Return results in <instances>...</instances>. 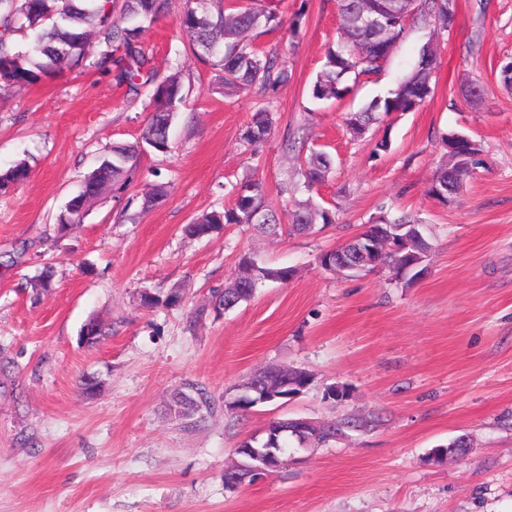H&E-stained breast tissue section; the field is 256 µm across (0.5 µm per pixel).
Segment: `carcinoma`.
<instances>
[{"mask_svg":"<svg viewBox=\"0 0 512 512\" xmlns=\"http://www.w3.org/2000/svg\"><path fill=\"white\" fill-rule=\"evenodd\" d=\"M172 0H0V85L27 86L42 78L64 70L94 69L113 77L118 85L138 95L149 92L148 123L141 141L115 146L112 154L85 178V183L98 186L87 195L73 197L76 206L65 208L59 215L58 231L65 224H80L90 207L102 192L110 187L122 190L129 175L140 164L142 144L164 152L169 149V130L183 102L182 85L177 73L162 76L154 69L141 42L143 32L167 14ZM340 20V38L328 47L325 62L310 89L313 100H339L351 91L346 82H358L361 77L378 75L382 71L381 59L394 51L405 39L410 22L429 28V38L448 34L456 25L457 0H337ZM180 26L190 35L191 53L202 63L216 67L222 73L224 94L240 90L253 91L267 101L292 79V72L280 54L279 45L265 50L255 46L257 37L273 34L282 28V20L273 0H245L234 10L200 11L187 7ZM25 34L33 44L26 54L17 49L15 36ZM95 40L98 50L88 54L89 40ZM435 55L430 42H425L417 58L396 82V87L384 98H375L356 112H349L345 125L349 133L360 138L379 122V115L415 112L435 92ZM275 126L273 113L261 109L252 115L241 140L252 148L264 143ZM475 147L448 149L445 160L431 179L429 193L448 203L457 195L469 174L485 165L481 158V144ZM334 157L325 150H314L304 157L295 170L292 187L312 192L332 173ZM29 176V170L18 163L0 171V191ZM234 205L227 210L203 213L189 224L184 233L193 238L220 232L226 224H249L254 213L262 217V229H276L277 216L267 201L261 181L250 178L232 186ZM335 215L307 197L294 200L288 212V229L293 234L311 230L313 224H333ZM376 224H412L420 245L431 248L425 236L423 222L407 216L391 218L382 213L372 218L362 232L351 236L336 247V255L348 259L355 255L364 238L373 234ZM377 262L394 273L395 279L409 286L415 282L417 272L404 269L396 253L385 251ZM253 281H277L279 267L252 263ZM253 297L239 278H234L224 289L212 296L213 309L229 311ZM185 408L180 415L184 421L201 418L215 407L210 391L198 383H188L175 390L168 410ZM368 426V421L338 418L315 430L313 447L326 446L348 434L349 431Z\"/></svg>","mask_w":512,"mask_h":512,"instance_id":"cac0c4a2","label":"carcinoma"}]
</instances>
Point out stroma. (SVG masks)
<instances>
[{
    "label": "stroma",
    "mask_w": 512,
    "mask_h": 512,
    "mask_svg": "<svg viewBox=\"0 0 512 512\" xmlns=\"http://www.w3.org/2000/svg\"><path fill=\"white\" fill-rule=\"evenodd\" d=\"M276 5L285 28L275 38L293 78L268 103L224 95L179 27L185 0H172L142 36L156 69L180 72L184 85L172 149H146L127 188L64 233L57 214L102 156L139 139L148 99L92 69L0 88V170L29 168L24 183L0 192V344L17 364L0 384V512H512V90L500 82L512 58V0H457V26L435 44L433 97L358 140L346 113L386 96L428 31L410 28L384 70L345 98L314 102L310 85L337 37V0ZM295 23L293 39L286 28ZM468 83L484 87L480 103L461 98ZM263 107L276 123L252 153L241 134ZM301 128L336 158L313 194L335 208L334 224L296 235L250 224L183 234L202 213L231 208L232 184L247 177L288 210L280 188L295 159L282 141ZM453 131L479 140L488 166L445 204L428 188L441 138ZM383 134L391 146L378 154ZM160 182L166 197L144 207ZM383 211L427 225L422 279L407 288L385 270L322 269L320 254ZM245 255L293 275L210 312L212 292ZM47 267L51 288L34 292ZM146 292L157 305H142ZM175 292L180 301L168 304ZM202 307L207 315L188 331ZM92 318L111 333L91 347L81 331ZM271 365L305 369L313 381L288 405L227 410ZM85 375L101 380L96 394L81 392ZM188 382L216 401L193 427L167 411ZM333 388L342 398H328ZM345 415L376 424L332 445L289 449L277 472L225 488L238 444L271 421ZM460 436L465 454L429 462L432 448Z\"/></svg>",
    "instance_id": "1"
}]
</instances>
